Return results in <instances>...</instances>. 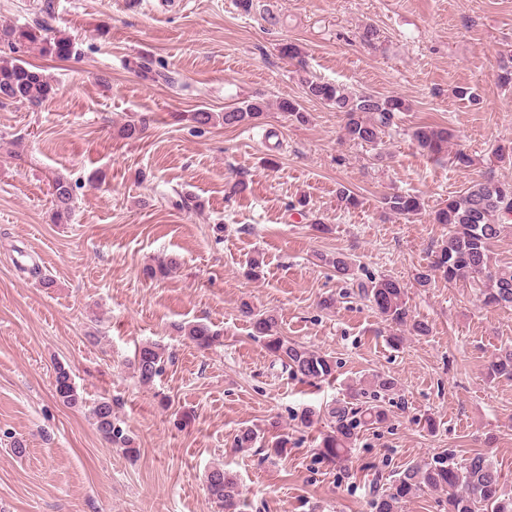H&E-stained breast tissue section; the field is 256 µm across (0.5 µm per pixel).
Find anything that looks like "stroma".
Listing matches in <instances>:
<instances>
[{
	"mask_svg": "<svg viewBox=\"0 0 512 512\" xmlns=\"http://www.w3.org/2000/svg\"><path fill=\"white\" fill-rule=\"evenodd\" d=\"M49 1L54 34L75 51L26 59L56 93L37 110L0 103V512H219L206 492L216 466L237 479L245 512H371L374 484L449 449L459 464L490 456L512 498V380L485 375L490 354L512 344V307L413 280L448 238L428 212L484 176L512 182V159L493 154L512 143V84L499 79L512 0H253L247 11L239 0H141L135 11L124 0H0V27L35 26ZM368 26L379 34L371 46L360 39ZM291 44L314 76L402 96L408 111L379 146L343 140L342 114L305 98L283 53ZM141 56L172 83L141 77ZM457 86L475 101L455 97ZM246 98L267 106L248 124L192 120ZM284 98L300 101L306 121L278 111ZM130 119L146 121L141 139L119 136ZM418 125L452 130L471 167L419 154L409 138ZM234 174L247 190L231 197ZM58 176L73 186L65 224L51 220ZM396 191L419 195L425 217L386 213L382 198ZM301 200L317 224L294 212ZM339 252L355 278L398 279L429 334L392 347L371 303L324 263ZM164 256L176 273L148 279ZM330 296L334 306L321 308ZM245 304L335 357V379L284 373L241 317ZM194 321L221 345L203 352L182 336L179 325ZM145 342L164 359L149 385L129 366ZM59 363L86 406L56 399ZM374 374L398 383L387 422L358 429L343 460H323L328 410ZM104 397L116 400L134 454L98 434L87 406ZM426 415L435 431L421 425ZM246 427L264 440L236 448ZM276 438L287 445L274 455L266 443Z\"/></svg>",
	"mask_w": 512,
	"mask_h": 512,
	"instance_id": "obj_1",
	"label": "stroma"
}]
</instances>
